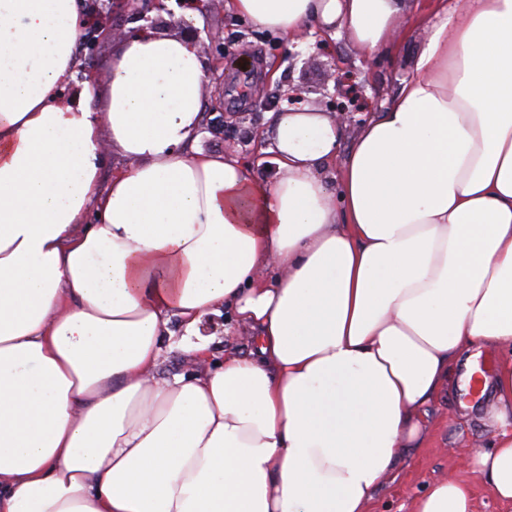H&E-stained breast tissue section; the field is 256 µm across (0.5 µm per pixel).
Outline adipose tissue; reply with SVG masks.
Listing matches in <instances>:
<instances>
[{
    "label": "adipose tissue",
    "instance_id": "1",
    "mask_svg": "<svg viewBox=\"0 0 512 512\" xmlns=\"http://www.w3.org/2000/svg\"><path fill=\"white\" fill-rule=\"evenodd\" d=\"M226 6L371 57L406 10ZM436 17L351 144L315 109L269 113V183L197 149L208 78L183 36L125 38L69 97L79 0H0V512H370L481 348L498 430L467 464L512 512V0ZM226 311L255 344L219 359L201 324ZM173 321L207 367L162 379ZM413 512L477 502L437 480Z\"/></svg>",
    "mask_w": 512,
    "mask_h": 512
}]
</instances>
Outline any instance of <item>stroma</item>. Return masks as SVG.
Here are the masks:
<instances>
[{
    "mask_svg": "<svg viewBox=\"0 0 512 512\" xmlns=\"http://www.w3.org/2000/svg\"><path fill=\"white\" fill-rule=\"evenodd\" d=\"M434 12V0H410L405 29L397 36L394 51L371 60L346 34H338L319 50L314 40L283 41L253 29L224 6H214L207 18L197 21V28L223 30L226 53L246 59L252 80L247 88L238 89L236 70H225L221 86L210 88L208 103L219 106L229 122L244 130L250 125L249 113L262 111L265 96L284 95L292 88L300 90L305 103L325 110L327 93L342 78L348 80L358 102L344 124L346 137H354L368 114L384 111L401 81L412 76L413 58L426 38L422 20ZM491 402L490 393L475 397L457 383L445 390L428 408L426 447L385 480L371 512H412L414 500L439 478L469 482L479 512H503L483 480L462 465L469 449L488 446L497 431L490 418Z\"/></svg>",
    "mask_w": 512,
    "mask_h": 512,
    "instance_id": "stroma-1",
    "label": "stroma"
}]
</instances>
